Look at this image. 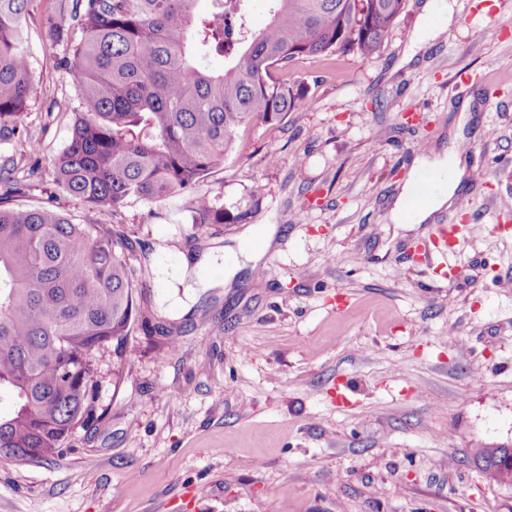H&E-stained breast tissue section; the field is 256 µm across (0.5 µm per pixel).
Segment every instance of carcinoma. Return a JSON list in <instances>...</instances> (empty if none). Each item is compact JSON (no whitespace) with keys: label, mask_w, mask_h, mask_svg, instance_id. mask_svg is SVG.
<instances>
[{"label":"carcinoma","mask_w":512,"mask_h":512,"mask_svg":"<svg viewBox=\"0 0 512 512\" xmlns=\"http://www.w3.org/2000/svg\"><path fill=\"white\" fill-rule=\"evenodd\" d=\"M37 0H0V142L23 134L34 93L22 43ZM249 0H57L42 19L66 46L58 64L76 74L79 109L54 158L69 196L111 215L130 198L157 201L190 190L233 154L237 131L275 124L307 107L306 89L282 77L293 61L377 52L406 0H270L259 30ZM80 31V40L73 39ZM224 69L209 67L213 56ZM30 184L0 162V454L44 461L77 426L98 421L95 350L123 342L138 312L137 286L121 235L99 220L20 208ZM196 224L224 223V207L194 201ZM504 466L479 471L502 482Z\"/></svg>","instance_id":"obj_1"}]
</instances>
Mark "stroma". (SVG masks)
Wrapping results in <instances>:
<instances>
[{
	"label": "stroma",
	"mask_w": 512,
	"mask_h": 512,
	"mask_svg": "<svg viewBox=\"0 0 512 512\" xmlns=\"http://www.w3.org/2000/svg\"><path fill=\"white\" fill-rule=\"evenodd\" d=\"M446 2L454 24L420 48L424 0H407L376 53L294 61L288 78L311 107L241 129L233 161L191 191L108 217L142 314L122 356L94 353L98 424L48 461L0 456V512H512V485L473 463L476 448L512 445V69L501 66L512 0ZM489 22L503 39L480 35ZM24 47L27 133L42 151L18 138L0 157L31 178L20 204L94 221L52 168L78 109L75 77L40 21ZM460 70L469 83H455ZM460 141L485 178L463 189L478 221L446 277L410 252L460 221L457 208L425 224L388 213L420 144ZM198 198L229 220L194 223ZM263 224L277 227L273 247L224 283V252ZM184 261L216 287L178 279Z\"/></svg>",
	"instance_id": "35a3bbf8"
}]
</instances>
